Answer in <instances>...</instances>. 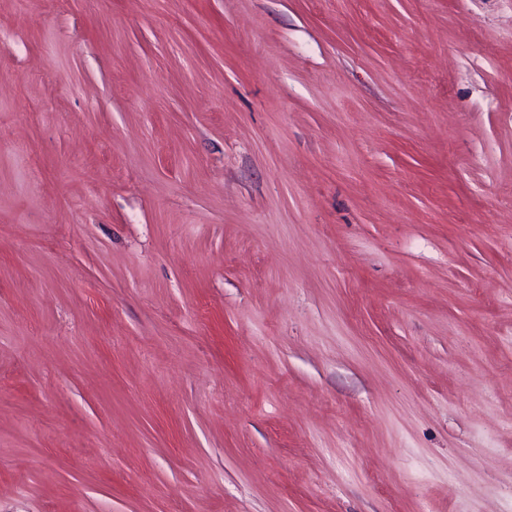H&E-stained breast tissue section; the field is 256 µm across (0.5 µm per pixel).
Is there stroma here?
<instances>
[{
  "label": "stroma",
  "instance_id": "obj_1",
  "mask_svg": "<svg viewBox=\"0 0 512 512\" xmlns=\"http://www.w3.org/2000/svg\"><path fill=\"white\" fill-rule=\"evenodd\" d=\"M0 512H512V0H0Z\"/></svg>",
  "mask_w": 512,
  "mask_h": 512
}]
</instances>
